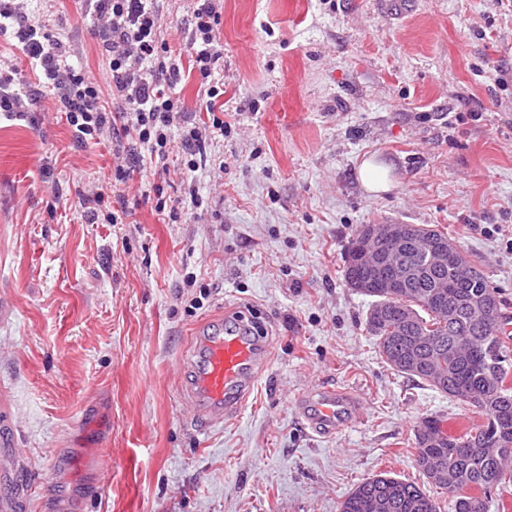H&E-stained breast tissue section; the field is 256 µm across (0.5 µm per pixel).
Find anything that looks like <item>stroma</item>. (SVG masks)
I'll list each match as a JSON object with an SVG mask.
<instances>
[{"instance_id":"obj_1","label":"stroma","mask_w":512,"mask_h":512,"mask_svg":"<svg viewBox=\"0 0 512 512\" xmlns=\"http://www.w3.org/2000/svg\"><path fill=\"white\" fill-rule=\"evenodd\" d=\"M414 2L399 16L381 0H220L230 128L190 180L175 145L167 171L113 182L111 142L78 141L21 44L0 38V73L36 97L0 119V472L16 512H339L386 471L451 512L415 434L427 417L455 436L478 417L386 363L344 271L360 225L427 224L512 304V0ZM193 7L157 2L174 52H189ZM28 11L111 103L84 0ZM368 160L389 169L388 192L365 191ZM157 185L171 200L196 187L194 218L156 211ZM225 307L276 343L252 403L204 429L181 362ZM325 387L360 406L328 437L296 406Z\"/></svg>"}]
</instances>
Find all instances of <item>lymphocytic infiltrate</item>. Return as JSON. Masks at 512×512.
I'll use <instances>...</instances> for the list:
<instances>
[{
    "mask_svg": "<svg viewBox=\"0 0 512 512\" xmlns=\"http://www.w3.org/2000/svg\"><path fill=\"white\" fill-rule=\"evenodd\" d=\"M25 2L9 0L0 7V31L16 22V38L39 79L58 89L62 110L78 139L97 141L107 134L125 137L137 141L158 162L166 159L176 141L186 156L187 170H198L196 155L203 146L202 135L188 122L176 95L180 59L161 36L156 0H85L98 20L96 34L109 57L115 90V102L109 109L101 102L97 79L68 63L62 41L32 23ZM193 16L189 48L207 97L208 128L217 137L229 128L215 112V104L224 94V82L214 74L223 52L216 36L221 14L213 0H203Z\"/></svg>",
    "mask_w": 512,
    "mask_h": 512,
    "instance_id": "f902f5d3",
    "label": "lymphocytic infiltrate"
}]
</instances>
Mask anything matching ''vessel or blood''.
Instances as JSON below:
<instances>
[{"mask_svg":"<svg viewBox=\"0 0 512 512\" xmlns=\"http://www.w3.org/2000/svg\"><path fill=\"white\" fill-rule=\"evenodd\" d=\"M273 340L255 334L240 312L212 320L196 332L188 362L187 401L194 420L216 425L239 416L269 368ZM297 406L319 434H332L359 413V405L333 389L300 395Z\"/></svg>","mask_w":512,"mask_h":512,"instance_id":"b4317fda","label":"vessel or blood"}]
</instances>
